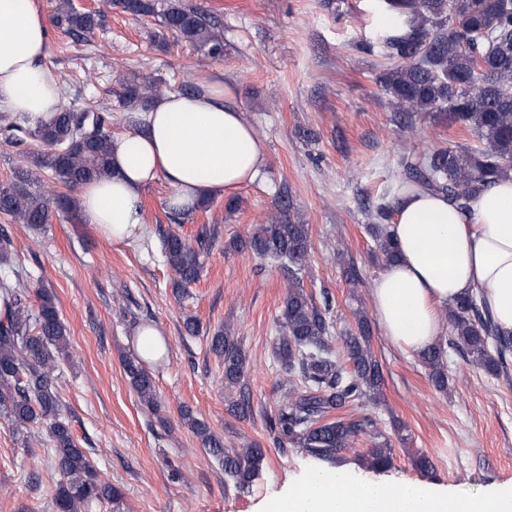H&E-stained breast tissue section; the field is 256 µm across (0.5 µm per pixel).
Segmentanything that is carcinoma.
<instances>
[{
  "label": "carcinoma",
  "mask_w": 512,
  "mask_h": 512,
  "mask_svg": "<svg viewBox=\"0 0 512 512\" xmlns=\"http://www.w3.org/2000/svg\"><path fill=\"white\" fill-rule=\"evenodd\" d=\"M117 4L134 15L157 13L156 0H117ZM384 5L393 12V22L377 34L376 43L393 64L377 81L396 111L442 114L475 131L481 141L474 149L437 148L421 158L403 155L401 185L442 194L449 203L465 208L479 186L512 173V0H384ZM160 13L164 31L211 58H224V39L216 32L215 17L177 0ZM54 20L69 33L81 35L99 25V12L80 11L71 0H59ZM398 29L406 33L398 35ZM159 94L156 80H134L126 85L123 108L146 112ZM110 127L112 113L91 106L83 112L62 108L51 121L37 125L25 118H4L0 128L17 150L11 180L0 184V213L31 227L51 223L56 212L79 220L77 196L58 190L57 185L73 190L110 174ZM390 213L388 203L379 204L376 223L368 225L378 254L387 262L397 254L385 224ZM229 247L287 262L288 283L278 318L281 336L275 347L284 392L269 419L280 445L299 448L333 465L359 436H382L368 416L333 419L346 405L379 395L384 377L371 351L366 314H357L356 332L333 350L328 317L313 304L302 280L311 250L308 225L284 206L249 236L232 239ZM162 250L175 274L174 293L180 295L201 275L200 250L175 231L163 237ZM36 296L34 308L20 288L12 242L1 236L0 420L17 432L42 425L52 442L50 463L61 476L51 496L55 512H82L92 502L117 501L120 494L93 468L60 413L54 373L60 361L70 357L67 329L54 295L40 289ZM448 322L446 342L420 355L435 386L448 387L449 347L487 374L500 375L512 353V336L498 332L489 312L475 300L463 298L449 307ZM211 349L224 359L225 384L244 386L246 357L229 327L211 338ZM124 370L141 404L158 411L155 383L144 361L130 355ZM180 418L237 485L245 486L259 475L264 449L252 445L229 451L190 409H181ZM362 464L369 470H386L393 464V449L386 441L377 443Z\"/></svg>",
  "instance_id": "carcinoma-1"
}]
</instances>
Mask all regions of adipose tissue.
<instances>
[{
  "instance_id": "adipose-tissue-1",
  "label": "adipose tissue",
  "mask_w": 512,
  "mask_h": 512,
  "mask_svg": "<svg viewBox=\"0 0 512 512\" xmlns=\"http://www.w3.org/2000/svg\"><path fill=\"white\" fill-rule=\"evenodd\" d=\"M49 33L39 0H0V112L49 120L61 90L46 65ZM266 146L245 120L232 85L204 81L191 95L157 98L140 129L112 139V173L78 191L81 214L109 241L135 235L140 202L157 178L172 188L170 209L189 212L206 197L254 181ZM398 257L370 286L373 312L400 351L420 353L440 339L441 311L477 296L495 325L512 334V175L483 188L460 209L418 187L394 200ZM257 512H512V481L465 495L411 479H351L312 471Z\"/></svg>"
}]
</instances>
